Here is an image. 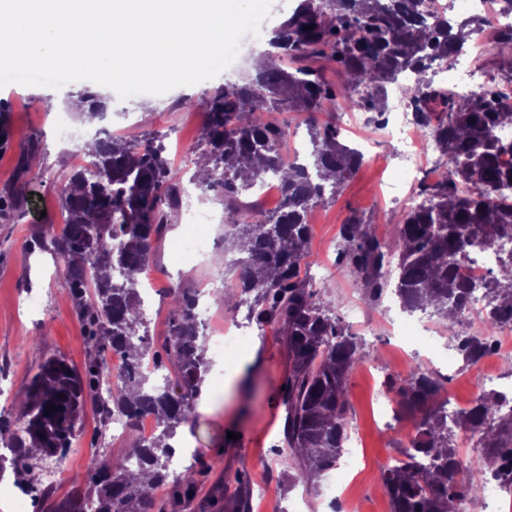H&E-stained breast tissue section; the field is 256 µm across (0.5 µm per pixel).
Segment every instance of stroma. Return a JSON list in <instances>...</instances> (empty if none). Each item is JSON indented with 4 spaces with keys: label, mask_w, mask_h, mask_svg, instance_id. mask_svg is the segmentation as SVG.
<instances>
[{
    "label": "stroma",
    "mask_w": 512,
    "mask_h": 512,
    "mask_svg": "<svg viewBox=\"0 0 512 512\" xmlns=\"http://www.w3.org/2000/svg\"><path fill=\"white\" fill-rule=\"evenodd\" d=\"M268 35H261L250 52L217 77L191 86H180L156 96L138 94L126 99L110 96L103 127L126 139L162 138L174 168L194 171L195 147L206 122V101L212 89L242 84L254 75L253 54L268 52ZM96 83L78 81L60 89L9 84L0 88V101L9 115L10 149L0 152V188L16 181V162L21 147L39 139L41 162L28 174V189L35 201L25 205L24 216H0V424L11 425L20 415L26 387L47 357L66 358L76 368L87 360L86 332L62 288L63 264L46 252L33 251L36 235L60 230L64 216L59 205L61 171L75 166L76 150L88 129L71 112L67 101L80 93H97ZM64 117L74 132L71 140L56 134V119ZM354 126H346L341 105L320 114L323 122L336 124L343 144L359 149L364 162L336 198L315 207L310 214L309 265L302 272L322 287L336 314L358 305L363 328L352 334L378 353L373 366L359 364L347 381L348 429L363 441L361 462L349 475L344 495L360 512H390L380 479L382 470L399 456L401 438L412 428L410 420L381 418L374 395L376 377H396L408 369L409 359L381 331L385 320L405 321L406 315L392 294L376 304L368 302L361 284L349 270L339 268V228L349 216L370 224L380 241H390L405 211L389 196L390 186L408 182L416 189L432 183L435 164L417 172L398 165L389 144L378 132L376 115L359 112ZM170 229L157 244L143 275L152 290L155 309L149 327L152 350H161L168 337L171 291L175 288L206 289L210 277L231 266L238 253L224 247V227L211 225L214 245L204 254L180 260L178 239L186 232L179 214H171ZM37 296L38 307L27 304ZM288 350L275 329H261L250 347L221 378L207 377L193 419L178 430L186 444V464L192 465L200 493L181 512H220L224 500L223 478L245 474L250 486V512H289L300 503L303 512H329L322 481L310 488L293 486L278 454L284 411L278 400L288 376ZM129 436H116L101 428L93 409H86L77 439L60 460L33 456L30 482H37L48 466L56 470L50 491L55 498L69 495L77 480L105 458L127 451Z\"/></svg>",
    "instance_id": "obj_1"
}]
</instances>
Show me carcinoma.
Listing matches in <instances>:
<instances>
[{
    "instance_id": "cac0c4a2",
    "label": "carcinoma",
    "mask_w": 512,
    "mask_h": 512,
    "mask_svg": "<svg viewBox=\"0 0 512 512\" xmlns=\"http://www.w3.org/2000/svg\"><path fill=\"white\" fill-rule=\"evenodd\" d=\"M310 30H304V27ZM471 22L430 24L423 0H300L275 29L266 65L245 85L216 88L209 98L205 129L196 146L206 160L192 183L234 201L267 174L278 176L282 202L273 212L246 208L224 237L245 254L239 276L224 287L249 296L247 319L274 325L288 349L289 371L280 391L285 408L281 453L294 478L310 481L336 465L347 435V379L358 364L375 357L332 315L322 288L301 277L309 257V211L336 197L363 163L362 155L339 141L336 126L317 114L341 100L346 108L383 113L388 84L410 72L411 102L419 129L433 134L451 173L440 172L425 186V204L406 211L394 238L378 240L354 216L342 225L338 262L358 277L365 298L386 292L408 314L438 317L467 365L487 352L492 334L512 323V139L498 131L512 126V92L488 91L452 98L428 76L429 58L451 60L465 52ZM512 59V25L484 51V63ZM307 114L310 150L304 161L288 157V130L268 119L273 110ZM40 151L22 148L18 186L0 191V215L23 207L24 179ZM89 167L62 176L61 231L41 245L64 262L63 288L87 329L88 363L80 373L57 356L44 359L26 390L17 428L0 434V480L20 475L28 460L65 456L76 437L86 400L103 427L116 417L130 423L153 415L156 429L137 438L135 450L103 461L90 490L78 488L54 503L51 512H178L198 485L191 472H169L174 448L168 440L188 423L201 395L210 362L197 321L198 291L172 290V315L164 352L176 367L173 384H153L156 360L149 326L141 315L146 270L155 245L185 191L178 171L154 139L95 140ZM486 250L499 253L496 271L478 286L460 279L459 261ZM482 292V325L458 332L475 292ZM125 364L107 380L109 356ZM396 417L409 418L413 432L401 443V458L381 472L391 512H457L456 500L476 499L493 480L512 490V390L481 392L466 408L445 410L444 382L424 368L400 384L391 382ZM55 412L47 415L48 405ZM477 435L484 467L469 469L455 440L456 430ZM172 486L168 508L157 507L152 487ZM245 478L224 484L233 494L232 512H245Z\"/></svg>"
}]
</instances>
